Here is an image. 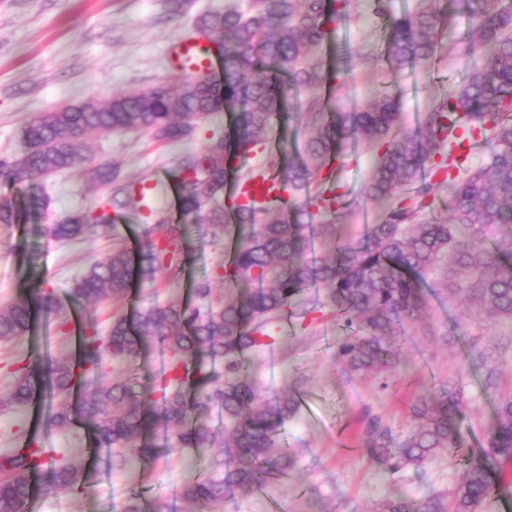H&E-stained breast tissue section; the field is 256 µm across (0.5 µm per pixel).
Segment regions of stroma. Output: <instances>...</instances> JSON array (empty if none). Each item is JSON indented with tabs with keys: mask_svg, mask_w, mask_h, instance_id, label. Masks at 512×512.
<instances>
[{
	"mask_svg": "<svg viewBox=\"0 0 512 512\" xmlns=\"http://www.w3.org/2000/svg\"><path fill=\"white\" fill-rule=\"evenodd\" d=\"M245 3L185 0L181 13L175 15L169 0H0V155H22L21 128L37 113L86 98L105 100L128 90L179 85L182 77L171 68L169 47L198 36L195 19L201 13ZM470 29L468 12L456 8L443 37L446 56L427 69L396 71L375 56L382 31L371 0H351L350 16L332 33L328 47L351 54L355 67L343 84L323 87L318 95L333 109L346 110L365 102L378 83H386L400 103L403 127L415 128L424 112L474 73L472 61L457 51L458 41ZM228 122L227 112L212 113L197 134L172 148L140 132L112 134L91 141L86 154L93 162L112 159L128 178L157 182L165 191L162 209L175 215L180 159L199 153L211 136L223 135ZM373 162L370 149L353 147L336 175L337 182L359 201L345 219L355 236L378 217L377 206L360 199ZM40 184L51 198L46 208L31 200L24 185L0 183V195L16 197L22 210L20 223L0 224V307L31 292L51 291L68 324L59 328L55 316L43 314L34 335L0 342V454L33 433L43 447L82 457L93 473V486L84 494L54 490L46 475L35 476L31 512H120L126 490L134 483L144 486L148 502H162L165 512H187L180 496L183 485L213 473L218 454L197 456L176 450L148 468L116 472L110 466L111 449L90 444L92 425L86 408L93 387L74 397L79 419L67 429L50 426L49 400L25 407L6 402L17 363L27 365L40 384H47L52 361L63 353L77 355L87 325L108 329L113 304L74 299L71 285L111 250L113 240L137 250L147 228L141 215L127 212L95 238L54 239L47 233L50 225L108 199L111 189L86 183L75 169L41 179ZM183 259L186 273L180 283L160 277L155 283L134 286L122 311L129 315L153 302L189 298L194 280L215 275L224 261V248L211 244L207 225L194 224ZM287 329L293 338L292 362L302 381L300 393L306 400L283 430L285 447L297 457L296 468L287 480L269 485L265 494L236 496L218 512H267L272 498L281 501L283 512H307L302 498L307 491L321 512H373L393 492L416 498L448 493L462 469L444 458L419 470H403L393 481L383 480L364 450L369 421L379 419L394 435H406L413 425L409 404L414 394L451 382L461 387L467 402L461 424L465 445L476 450L483 447L492 422L496 392L512 390V324L486 327L464 306L439 298L432 300L426 323L399 322L401 353L414 372L383 383L359 378L337 360L336 340L343 330L327 311L317 312L308 328L291 323ZM489 362L497 365L493 390L484 385ZM243 366L262 393L282 390L286 384L278 350L248 355Z\"/></svg>",
	"mask_w": 512,
	"mask_h": 512,
	"instance_id": "1",
	"label": "stroma"
}]
</instances>
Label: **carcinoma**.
Instances as JSON below:
<instances>
[{
	"mask_svg": "<svg viewBox=\"0 0 512 512\" xmlns=\"http://www.w3.org/2000/svg\"><path fill=\"white\" fill-rule=\"evenodd\" d=\"M250 0L247 9L207 11L196 27L212 36L224 53L221 75L186 78L176 90L157 85L107 100L87 99L31 117L21 129L19 157L0 156V181L23 183L81 168L88 180L112 186V207L143 212L153 221L137 257L125 247L93 261L74 280L70 294L93 304L120 301L132 284L151 283L163 274L176 282L182 273L186 225L146 204V187L136 191L114 161L93 166L81 153L87 139L127 131L148 133L173 144L192 135L197 122L213 112L234 113L233 135L218 137L183 159L179 207L192 222L208 224L212 239L224 242L225 260L216 294L210 278L196 285V303L171 299L147 305L134 321L120 314L103 336L90 325L81 336L78 358L59 356L49 390L51 424L69 427L74 389L89 377L97 381L87 409L97 448L112 449V469L149 466L174 448L203 454L218 448L223 468L214 476L187 482L181 499L199 512L252 494L288 477L295 456L280 446V435L299 409L297 391L264 395L243 374L244 357L279 345L284 372L291 369L288 344L271 327L290 320L304 325L315 308L307 294L315 289L336 315L345 334L336 359L363 379L385 380L398 368L411 370L396 345L397 320L412 323L430 307L422 280L440 267L436 294L464 299L487 324L512 321V0H470L472 28L462 41L464 55L478 63L475 74L427 112L413 131H400L401 115L392 93L377 87L362 106L325 113L318 99L307 109L310 136L297 159L281 136L288 91H316L339 81L348 70L327 67L322 47L327 26L346 16L345 0ZM384 25L382 56L398 69L428 68L439 52L447 11L421 0L418 8L387 15L383 0H373ZM491 133L485 164L448 179L446 215H425L433 189L427 173L434 159L456 168L461 135ZM276 141L266 167L238 179V188L261 174L273 180L278 195L257 203L248 198L224 203L232 163L256 145ZM377 151L364 197L375 202L380 222L358 238L349 236L345 218L355 206L330 188L312 192L313 181L340 162L354 144ZM20 213L12 198L0 197V224H15ZM113 222L102 210L81 213L50 228L61 240L93 238ZM320 253L308 258L312 245ZM62 317L58 300L41 291L0 308V341L28 334L37 313ZM159 348L169 364L158 389L136 390L133 379L105 378L111 358L130 369L142 355ZM224 360V374L208 364ZM39 386L25 367L17 370L8 397L27 406ZM224 416V431L210 424L214 410ZM414 425L395 437L374 419L366 429V452L382 477L406 468L420 469L441 456L463 462L449 494L415 500L403 495L383 500L375 512H480L496 492L490 463L512 460V392L501 393L483 448L465 450L460 421L465 404L450 384L418 394L411 406ZM34 437L0 456V512H23L32 492V475L48 469L50 485L65 492L91 488L81 459L65 454L51 461ZM122 512H144L141 487H128Z\"/></svg>",
	"mask_w": 512,
	"mask_h": 512,
	"instance_id": "obj_1",
	"label": "carcinoma"
}]
</instances>
